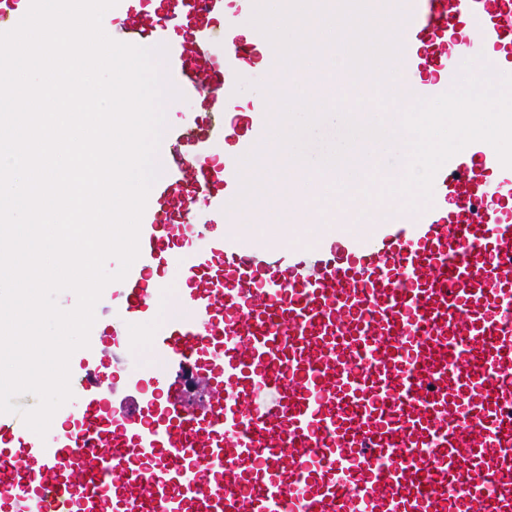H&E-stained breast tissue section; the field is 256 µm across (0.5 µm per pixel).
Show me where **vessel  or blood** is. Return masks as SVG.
<instances>
[{"instance_id": "b4317fda", "label": "vessel or blood", "mask_w": 512, "mask_h": 512, "mask_svg": "<svg viewBox=\"0 0 512 512\" xmlns=\"http://www.w3.org/2000/svg\"><path fill=\"white\" fill-rule=\"evenodd\" d=\"M119 0L114 40L167 47L194 112L171 124L140 255L112 284V352L93 326L46 437L0 414V512H512V168L483 141L434 177L431 207L385 208L313 244L245 230L239 160L266 144L252 73L287 85L251 0ZM397 76L450 90L462 45L512 73V0H395ZM0 0V32L25 15ZM275 180L268 217L316 223ZM182 283L156 323L168 271ZM155 323L142 360L134 328ZM194 372L208 402L191 406ZM121 389L125 401L110 399Z\"/></svg>"}]
</instances>
